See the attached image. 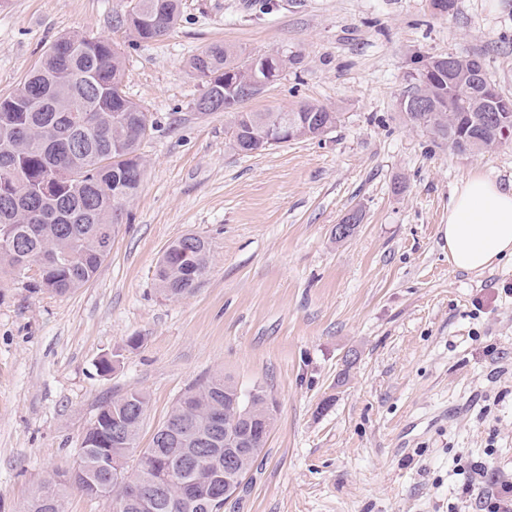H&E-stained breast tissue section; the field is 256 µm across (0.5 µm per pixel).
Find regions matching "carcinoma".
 Here are the masks:
<instances>
[{"label": "carcinoma", "instance_id": "carcinoma-1", "mask_svg": "<svg viewBox=\"0 0 512 512\" xmlns=\"http://www.w3.org/2000/svg\"><path fill=\"white\" fill-rule=\"evenodd\" d=\"M179 0H131V8L119 21L136 42L166 35L179 17ZM266 56L256 58L227 46H212L189 59L192 72L205 92L204 112L224 111L232 120L225 135L233 149L242 140L261 139L267 130L291 118L290 127L310 138L313 122L321 118L335 126L337 113L314 104L288 112H244L240 87L265 73ZM125 60L104 38L68 35L58 38L44 52L38 68L10 94L0 96V176L10 174L9 188L0 187V270L28 272V254L49 257L35 272L36 287L64 295L84 287L110 254L112 236L123 223L126 204L137 195L144 169L139 142L151 130L146 114L123 89ZM411 88L400 99L414 96L427 104L423 127L448 146L462 151L473 139L480 146L502 138V128L512 129L511 102L497 89L475 57H427L416 61ZM76 92L92 116V129L68 121ZM211 248L195 234L182 235L168 244L156 267L158 291L167 299L193 294L209 267ZM250 408L243 453L235 468L220 471L208 481L188 470L158 492L155 512H223L224 498L213 493L217 485L238 484L236 472H248L261 453L274 421L276 406L263 387L244 393L222 374L186 391L172 408L167 421L187 426L168 442L154 434L149 448L136 447L148 408L140 390H130L98 407L95 420L78 450L80 467L67 483L90 499H108L113 473L95 468L96 457L135 461L134 472L146 481L160 478L168 464L178 463L173 448H202L208 436L209 418L216 409L228 419ZM60 483L39 490L24 512H60Z\"/></svg>", "mask_w": 512, "mask_h": 512}]
</instances>
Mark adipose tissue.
<instances>
[{
  "label": "adipose tissue",
  "instance_id": "1",
  "mask_svg": "<svg viewBox=\"0 0 512 512\" xmlns=\"http://www.w3.org/2000/svg\"><path fill=\"white\" fill-rule=\"evenodd\" d=\"M448 261L463 271H481L512 259V185L483 174L455 190L444 226Z\"/></svg>",
  "mask_w": 512,
  "mask_h": 512
}]
</instances>
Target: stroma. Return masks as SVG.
Returning <instances> with one entry per match:
<instances>
[{"label":"stroma","mask_w":512,"mask_h":512,"mask_svg":"<svg viewBox=\"0 0 512 512\" xmlns=\"http://www.w3.org/2000/svg\"><path fill=\"white\" fill-rule=\"evenodd\" d=\"M129 8L0 0V96L61 36L102 37L155 123L92 281L56 295L0 272V512H22L74 464L104 402L147 394L146 448L216 373L262 384L276 405L224 512H448L472 462L512 479V261L455 269L443 237L472 172L512 182V144L454 152L399 106L419 56H480L512 94V0H455L448 14L432 0H181L176 26L140 43L116 23ZM214 44L289 59L243 111L316 104L339 112L336 126L232 149L228 116L198 109L188 67ZM351 210L360 224L335 241ZM187 233L209 241L212 261L192 295L167 299L156 265Z\"/></svg>","instance_id":"35a3bbf8"}]
</instances>
